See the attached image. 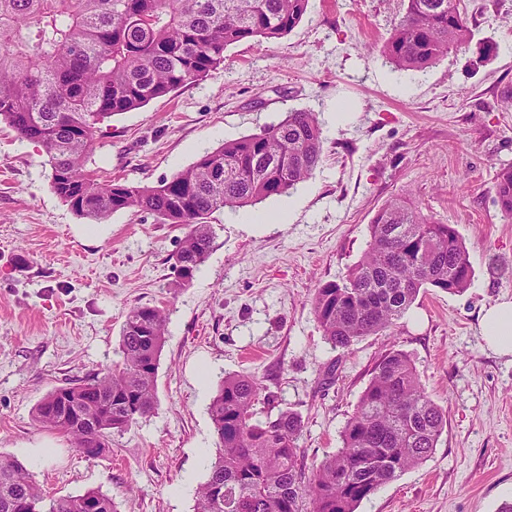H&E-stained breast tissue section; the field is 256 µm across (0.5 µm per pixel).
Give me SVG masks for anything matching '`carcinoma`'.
Here are the masks:
<instances>
[{
    "instance_id": "obj_1",
    "label": "carcinoma",
    "mask_w": 512,
    "mask_h": 512,
    "mask_svg": "<svg viewBox=\"0 0 512 512\" xmlns=\"http://www.w3.org/2000/svg\"><path fill=\"white\" fill-rule=\"evenodd\" d=\"M309 0H0V123L40 145L55 195L78 217L147 213L188 228L172 256L186 288L208 256V217L283 196L307 181L323 151L315 113L229 140L156 184L101 181L86 168L101 125L207 76L225 49L291 32ZM471 39L460 0H407L382 54L401 70H423ZM496 202L512 215V166L496 173ZM361 259L316 288L311 305L325 340L345 349L397 327L422 288L461 293L470 284L467 248L455 227L390 200L369 225ZM168 313L135 305L121 328V363L58 387L34 409L88 460L158 406L157 375ZM275 410L255 374L218 384L209 406L216 454L195 512H356L381 486L425 462L447 420L400 350L376 362L341 432L342 446L305 473L302 417ZM0 512H118L99 490L49 497L32 472L0 455Z\"/></svg>"
}]
</instances>
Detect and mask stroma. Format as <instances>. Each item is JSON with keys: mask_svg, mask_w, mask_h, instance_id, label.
Returning a JSON list of instances; mask_svg holds the SVG:
<instances>
[{"mask_svg": "<svg viewBox=\"0 0 512 512\" xmlns=\"http://www.w3.org/2000/svg\"><path fill=\"white\" fill-rule=\"evenodd\" d=\"M461 5L468 46L422 71L395 69L379 52L404 0H309L290 33L233 44L206 78L113 116L87 169L153 184L286 112L318 115L323 153L312 177L254 209L214 212L211 251L181 290L171 257L184 226L130 212L77 217L52 191L42 147L0 124V455L50 496L99 490L120 512H194L215 457L208 407L223 376L264 377L281 407L301 415L309 466L341 447L376 361L397 349L447 424L431 457L357 512H497L512 502V356L489 349L479 329L483 308L512 298V217L495 201L496 173L512 165V0ZM396 197L455 227L474 275L459 294L422 289L391 334L332 348L311 298L359 261L375 215ZM284 207L287 223L246 221ZM141 304L169 311L159 407L113 436L111 452L85 459L33 409L119 361L125 315ZM331 363L336 379L322 384ZM44 442L50 458L39 463L28 449Z\"/></svg>", "mask_w": 512, "mask_h": 512, "instance_id": "obj_1", "label": "stroma"}]
</instances>
